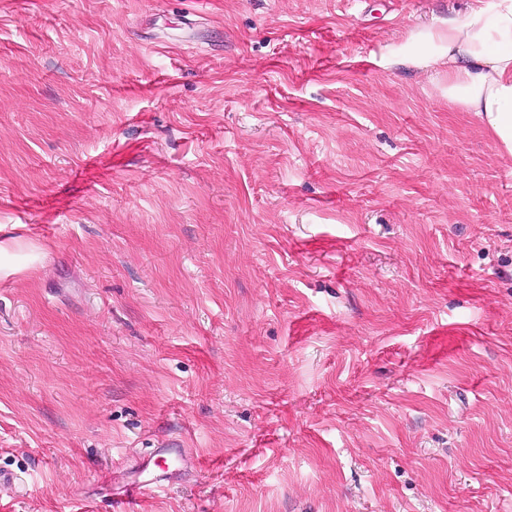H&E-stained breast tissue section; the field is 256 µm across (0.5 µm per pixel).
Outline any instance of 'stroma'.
I'll list each match as a JSON object with an SVG mask.
<instances>
[{
    "instance_id": "35a3bbf8",
    "label": "stroma",
    "mask_w": 512,
    "mask_h": 512,
    "mask_svg": "<svg viewBox=\"0 0 512 512\" xmlns=\"http://www.w3.org/2000/svg\"><path fill=\"white\" fill-rule=\"evenodd\" d=\"M486 2L0 0V512H512ZM441 35L448 57V99L477 112L512 153V0L492 1ZM194 461L189 448H150L136 462L132 491L164 489Z\"/></svg>"
}]
</instances>
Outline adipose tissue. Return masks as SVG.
I'll return each instance as SVG.
<instances>
[{
  "mask_svg": "<svg viewBox=\"0 0 512 512\" xmlns=\"http://www.w3.org/2000/svg\"><path fill=\"white\" fill-rule=\"evenodd\" d=\"M448 57V99L477 113L512 153V0H493L442 38Z\"/></svg>",
  "mask_w": 512,
  "mask_h": 512,
  "instance_id": "adipose-tissue-1",
  "label": "adipose tissue"
}]
</instances>
